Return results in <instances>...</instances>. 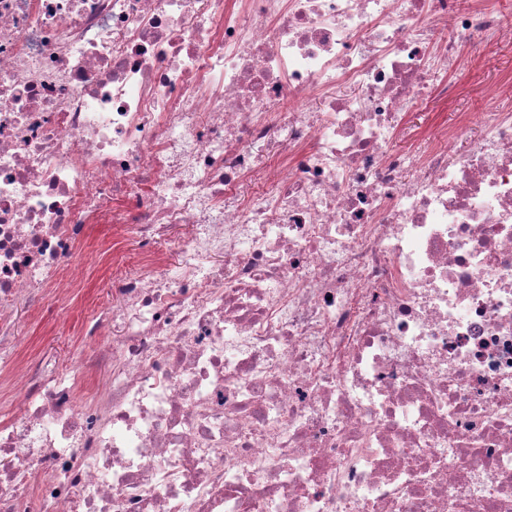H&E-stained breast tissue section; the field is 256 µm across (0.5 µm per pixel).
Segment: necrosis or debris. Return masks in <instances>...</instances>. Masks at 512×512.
<instances>
[{
  "mask_svg": "<svg viewBox=\"0 0 512 512\" xmlns=\"http://www.w3.org/2000/svg\"><path fill=\"white\" fill-rule=\"evenodd\" d=\"M508 38L483 0H0V512H512V82L394 145ZM97 226L137 273L79 361L19 357Z\"/></svg>",
  "mask_w": 512,
  "mask_h": 512,
  "instance_id": "4bbe7bcc",
  "label": "necrosis or debris"
}]
</instances>
